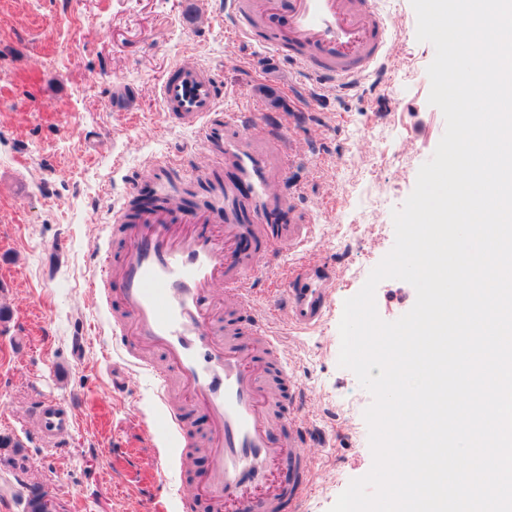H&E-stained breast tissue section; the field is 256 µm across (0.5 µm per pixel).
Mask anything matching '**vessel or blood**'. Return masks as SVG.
<instances>
[{
	"mask_svg": "<svg viewBox=\"0 0 512 512\" xmlns=\"http://www.w3.org/2000/svg\"><path fill=\"white\" fill-rule=\"evenodd\" d=\"M225 27L239 42L287 60L320 87H358L391 61L395 26L379 0H225ZM165 112L195 129L224 162V205L190 212L177 199L112 212L113 248L95 252L90 282L112 308L127 366L157 369L164 407L154 464L190 469L197 445L207 464L182 512H302L315 453L299 408L302 389L288 371L287 345L273 329L308 331L331 309L334 273L305 256L279 281L282 307L261 301L256 284L282 249L300 250L313 227L281 192L293 146L285 121L225 111L209 69L181 60L158 85ZM206 422L196 432V416ZM44 440L74 426L70 404L31 410Z\"/></svg>",
	"mask_w": 512,
	"mask_h": 512,
	"instance_id": "b4317fda",
	"label": "vessel or blood"
}]
</instances>
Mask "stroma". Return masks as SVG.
I'll return each mask as SVG.
<instances>
[{"label":"stroma","instance_id":"obj_1","mask_svg":"<svg viewBox=\"0 0 512 512\" xmlns=\"http://www.w3.org/2000/svg\"><path fill=\"white\" fill-rule=\"evenodd\" d=\"M383 9L400 28L392 61L358 89L323 93L287 61L234 40L224 0H0V439L10 442L0 447V512H25L34 485L63 512H179L178 472L153 465L154 380L127 371L89 279L108 212L143 168L181 158L174 185L194 192L195 208L213 199L201 187L206 149L168 119L157 90L185 58L215 73L225 111L288 114L296 153L283 192L312 220V256L353 271L319 327L286 336L323 448L305 512H329L369 472L364 418L336 424L361 389L338 364L339 323L391 250L392 214L445 131L428 102L435 50L416 38L411 0ZM372 219L382 237L343 250L337 225ZM375 300L391 322L416 292L387 279ZM47 399L74 408V430L54 444L29 415Z\"/></svg>","mask_w":512,"mask_h":512}]
</instances>
